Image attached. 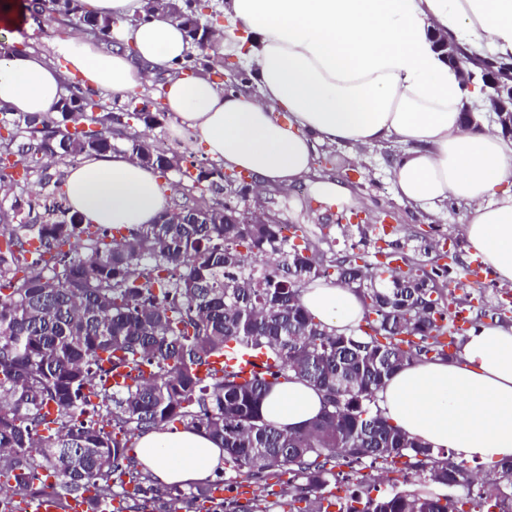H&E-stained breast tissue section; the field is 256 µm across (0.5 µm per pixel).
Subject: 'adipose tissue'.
Instances as JSON below:
<instances>
[{
	"label": "adipose tissue",
	"mask_w": 512,
	"mask_h": 512,
	"mask_svg": "<svg viewBox=\"0 0 512 512\" xmlns=\"http://www.w3.org/2000/svg\"><path fill=\"white\" fill-rule=\"evenodd\" d=\"M78 2L113 19L112 48L76 34L57 52L100 93L127 97L164 76L167 111L225 169L264 187L306 185L338 205L351 195L331 178L315 177L321 147L346 144L358 158L397 145L398 197L428 215L456 202L469 249L497 280L512 283V137L495 125L462 122L463 105H480L481 95L463 85L432 39L439 31L479 58L512 62V0H225L224 26L212 45L244 57L257 79L253 93L183 70L195 48L167 7ZM66 71L31 50L0 57V107L52 112ZM276 112L287 120H273ZM176 191L122 152L89 158L70 170L66 185L85 222L112 226L153 223ZM301 302L340 333L364 317L354 291L322 280L303 290ZM377 402L410 437L450 450L455 460L512 456V326H473L455 359L404 366ZM322 407L317 389L293 379L268 393L262 415L296 429ZM135 458L167 487L200 484L224 469L223 448L192 428L146 432Z\"/></svg>",
	"instance_id": "obj_1"
}]
</instances>
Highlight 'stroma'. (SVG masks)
I'll use <instances>...</instances> for the list:
<instances>
[{
    "label": "stroma",
    "mask_w": 512,
    "mask_h": 512,
    "mask_svg": "<svg viewBox=\"0 0 512 512\" xmlns=\"http://www.w3.org/2000/svg\"><path fill=\"white\" fill-rule=\"evenodd\" d=\"M153 101L159 123L145 129L133 122L137 133H148L150 141L169 153H191L194 161L209 163L204 148L182 132L173 115L160 104V86L145 90ZM395 145L385 144L367 151L360 162H352L345 144L324 146L314 163L317 174L346 186L352 205L339 207L314 197L306 187L285 192L264 190L265 210L280 223L300 226L296 245H316L324 261L353 253L379 249L397 251L424 267L445 264L449 269L446 291L452 309L466 312L471 323L512 326V283H500L489 268H477L463 233V211L448 203L432 222H424L397 196L391 173Z\"/></svg>",
    "instance_id": "obj_1"
}]
</instances>
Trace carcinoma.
Segmentation results:
<instances>
[{"label":"carcinoma","instance_id":"obj_1","mask_svg":"<svg viewBox=\"0 0 512 512\" xmlns=\"http://www.w3.org/2000/svg\"><path fill=\"white\" fill-rule=\"evenodd\" d=\"M69 17L76 0H33V11ZM183 26L211 28L197 0L173 4ZM90 35L109 42L112 20L80 14ZM62 99L79 100L87 129H65L68 113L39 118L0 114V158L14 156L0 182L25 186L31 176L50 188L35 224L0 227V512L52 494L68 498L93 488L90 512H109L115 499L143 501L151 512H175L179 502L212 499V486L185 491L153 487L150 472L131 454L147 431L175 421L202 431L224 448L227 482L258 487L288 476V512H465L469 499L439 495L428 483L471 488L477 480L464 461L425 446L392 425L376 393L397 370L429 354L445 355L450 317L442 295L423 287L448 269L405 273L413 288L384 285L385 266L364 267L353 285L365 324L338 334L317 322L300 300L303 288L329 277L278 224H153L110 230L71 212L64 174L48 172L71 160L116 150L151 149L143 164L165 173L164 152L141 135L134 119L156 124L150 112L107 109L86 84H65ZM294 275L288 276V266ZM266 356L265 371L248 382L234 367L202 372L229 344ZM137 371L132 383L110 385L119 370ZM323 393L315 421L290 431L266 421L261 404L289 377ZM413 471L421 488L376 489L372 470ZM498 481L481 485L477 512L512 509V458L495 466ZM358 487L342 504L321 495L330 479ZM319 495L317 510L300 506Z\"/></svg>","mask_w":512,"mask_h":512}]
</instances>
